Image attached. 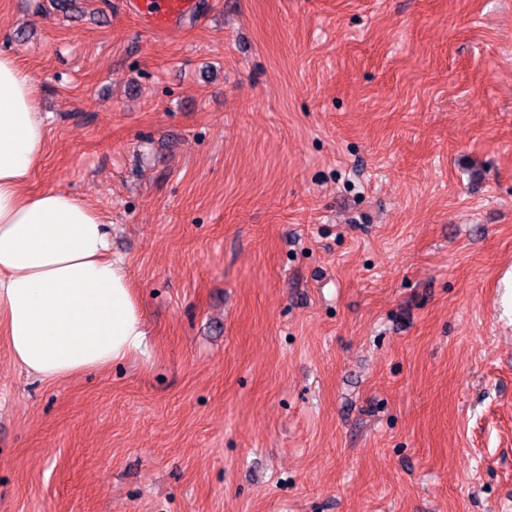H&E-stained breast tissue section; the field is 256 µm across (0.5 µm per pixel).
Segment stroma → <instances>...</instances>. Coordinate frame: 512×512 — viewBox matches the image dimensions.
<instances>
[{"label":"stroma","mask_w":512,"mask_h":512,"mask_svg":"<svg viewBox=\"0 0 512 512\" xmlns=\"http://www.w3.org/2000/svg\"><path fill=\"white\" fill-rule=\"evenodd\" d=\"M0 0L147 353L0 343V512H512V0ZM125 7L145 29L153 33H166L191 16L196 1L126 0Z\"/></svg>","instance_id":"1"}]
</instances>
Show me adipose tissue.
I'll use <instances>...</instances> for the list:
<instances>
[{
    "label": "adipose tissue",
    "instance_id": "1",
    "mask_svg": "<svg viewBox=\"0 0 512 512\" xmlns=\"http://www.w3.org/2000/svg\"><path fill=\"white\" fill-rule=\"evenodd\" d=\"M46 137L34 80L0 53V338L19 368L53 382L129 360L147 333L97 210L29 191Z\"/></svg>",
    "mask_w": 512,
    "mask_h": 512
}]
</instances>
